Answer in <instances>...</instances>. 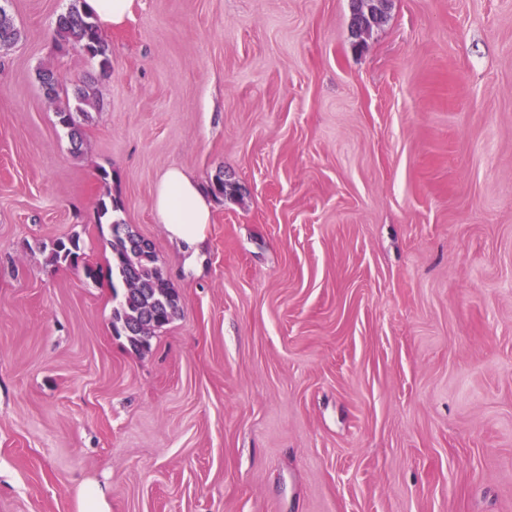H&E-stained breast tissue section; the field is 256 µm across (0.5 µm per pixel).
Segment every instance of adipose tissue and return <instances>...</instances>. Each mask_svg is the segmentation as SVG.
<instances>
[{"mask_svg": "<svg viewBox=\"0 0 512 512\" xmlns=\"http://www.w3.org/2000/svg\"><path fill=\"white\" fill-rule=\"evenodd\" d=\"M151 205L167 237L184 255L195 256L205 242L207 228L212 222L213 196L194 177L172 167L157 183Z\"/></svg>", "mask_w": 512, "mask_h": 512, "instance_id": "obj_1", "label": "adipose tissue"}]
</instances>
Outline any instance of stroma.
I'll use <instances>...</instances> for the list:
<instances>
[{
	"label": "stroma",
	"instance_id": "35a3bbf8",
	"mask_svg": "<svg viewBox=\"0 0 512 512\" xmlns=\"http://www.w3.org/2000/svg\"><path fill=\"white\" fill-rule=\"evenodd\" d=\"M69 3L5 4L0 512H512V0H390L359 50L351 0H135L105 77ZM43 67L95 83L81 151ZM172 166L238 188L191 262ZM106 191L181 298L139 352L84 274ZM80 237L73 235L67 239H59L52 244L50 249V261L55 265H73L78 263L81 256ZM76 512H111L105 489L95 482L83 484L77 491Z\"/></svg>",
	"mask_w": 512,
	"mask_h": 512
}]
</instances>
